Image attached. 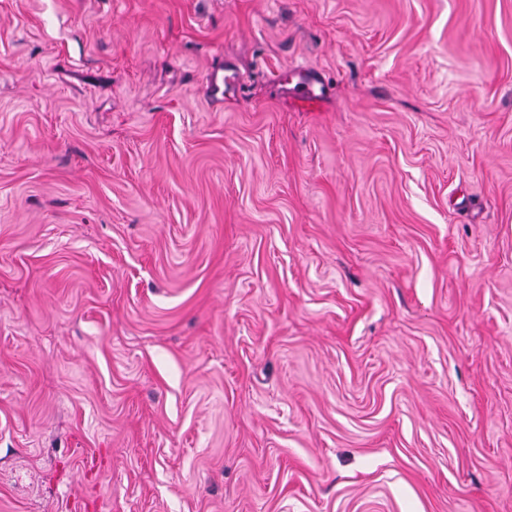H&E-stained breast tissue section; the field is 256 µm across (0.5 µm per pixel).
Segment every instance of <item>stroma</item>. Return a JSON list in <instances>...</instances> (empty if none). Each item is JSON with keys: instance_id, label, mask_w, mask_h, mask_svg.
Returning a JSON list of instances; mask_svg holds the SVG:
<instances>
[{"instance_id": "35a3bbf8", "label": "stroma", "mask_w": 512, "mask_h": 512, "mask_svg": "<svg viewBox=\"0 0 512 512\" xmlns=\"http://www.w3.org/2000/svg\"><path fill=\"white\" fill-rule=\"evenodd\" d=\"M0 512H512V0H0ZM299 81L296 86L292 88L294 101L302 112H312L316 110L320 99L322 97V87L319 86L317 80L312 76L300 70L297 73ZM317 87L319 93L316 92Z\"/></svg>"}]
</instances>
